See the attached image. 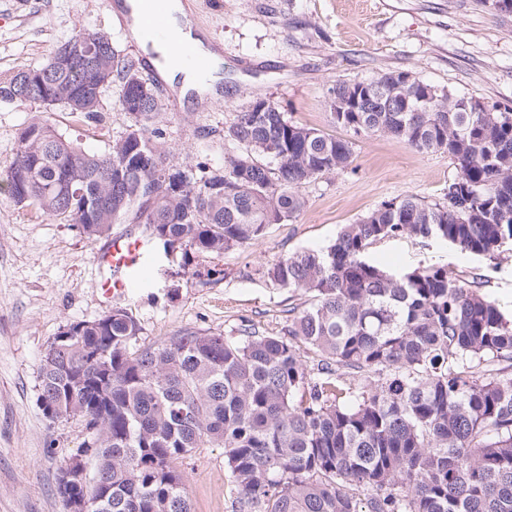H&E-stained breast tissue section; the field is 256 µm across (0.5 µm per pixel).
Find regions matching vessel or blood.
<instances>
[{
  "instance_id": "b4317fda",
  "label": "vessel or blood",
  "mask_w": 512,
  "mask_h": 512,
  "mask_svg": "<svg viewBox=\"0 0 512 512\" xmlns=\"http://www.w3.org/2000/svg\"><path fill=\"white\" fill-rule=\"evenodd\" d=\"M142 27L150 40L165 43L170 39L167 22V0H143ZM151 248L148 232L124 231L96 252V288L104 301L126 296L143 270Z\"/></svg>"
}]
</instances>
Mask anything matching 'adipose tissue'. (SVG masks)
<instances>
[{
    "label": "adipose tissue",
    "mask_w": 512,
    "mask_h": 512,
    "mask_svg": "<svg viewBox=\"0 0 512 512\" xmlns=\"http://www.w3.org/2000/svg\"><path fill=\"white\" fill-rule=\"evenodd\" d=\"M168 19L172 38L168 43L156 45L155 50L163 59L159 72L166 83L176 91L179 100H186L190 92L198 94L214 93L215 84L221 79L224 60L207 38L198 30L186 4L183 0H169ZM191 42L201 55L211 62L209 79H201L188 68L177 55V49L182 42Z\"/></svg>",
    "instance_id": "obj_1"
}]
</instances>
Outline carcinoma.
I'll return each instance as SVG.
<instances>
[{"label": "carcinoma", "mask_w": 512, "mask_h": 512, "mask_svg": "<svg viewBox=\"0 0 512 512\" xmlns=\"http://www.w3.org/2000/svg\"><path fill=\"white\" fill-rule=\"evenodd\" d=\"M81 39L109 45L98 71L60 67L55 52L0 81V103L42 100L39 84L18 78L44 72L57 103L95 119L101 97L77 92L98 86L102 70L123 84L134 123L100 155L29 124L0 174L17 206L93 238L127 219L166 246L218 255L296 219L300 185L351 163L352 142L251 103L224 128V169L196 179L149 131L163 104L142 94L148 83L112 38L77 30L65 44ZM329 110L355 134L448 154L457 173L446 202H384L332 245L267 265L270 285L310 297L286 337L191 331L137 348L142 327L120 307L69 324L78 337L58 365L42 363L39 389L52 419L80 410L76 452L101 482L94 512H191L177 464L201 448L224 449L230 512H512V322L446 266L396 271L364 258L374 240L408 235L497 260L512 240V109L486 111L392 71L336 83ZM103 171L119 195L93 212L90 197L110 186L97 179ZM76 177L83 196L68 193ZM170 178L186 188L171 189Z\"/></svg>", "instance_id": "carcinoma-1"}]
</instances>
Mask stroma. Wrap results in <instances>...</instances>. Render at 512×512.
Listing matches in <instances>:
<instances>
[{
  "label": "stroma",
  "mask_w": 512,
  "mask_h": 512,
  "mask_svg": "<svg viewBox=\"0 0 512 512\" xmlns=\"http://www.w3.org/2000/svg\"><path fill=\"white\" fill-rule=\"evenodd\" d=\"M196 25L224 57V102L164 108L153 121L171 164L224 165V128L259 99L288 119L351 140L344 170L299 188L306 200L293 221L271 225L254 244L202 257L155 245L148 287L120 300L142 326L138 346L186 331L234 338L251 331L285 335L302 291L271 286L261 271L279 258L332 244L340 228L381 203L408 195L442 202L456 168L447 154L420 153L383 133L353 134L329 115L336 82H367L407 71L435 88L512 109V12L492 0H184ZM108 34L125 58L142 49L113 23L102 0H0V80L46 62L75 30ZM119 85L104 97L98 120L82 121L38 101L0 104V171L15 158L23 129L44 122L105 152L124 134ZM100 241L30 207L0 188V512H64L57 477L85 431L73 419L50 420L39 399L47 345L73 322L106 314L95 289ZM370 261L393 269L445 266L476 278L480 292L512 321V242L496 266L436 240L407 235L374 241ZM192 512H227L224 451L205 448L182 460Z\"/></svg>",
  "instance_id": "1"
}]
</instances>
